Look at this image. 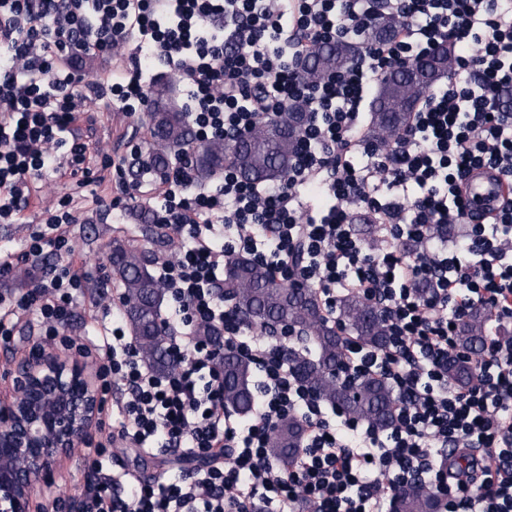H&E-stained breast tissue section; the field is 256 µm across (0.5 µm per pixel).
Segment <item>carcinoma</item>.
I'll return each mask as SVG.
<instances>
[{
  "mask_svg": "<svg viewBox=\"0 0 512 512\" xmlns=\"http://www.w3.org/2000/svg\"><path fill=\"white\" fill-rule=\"evenodd\" d=\"M402 19L381 14L365 23L363 40L376 41L396 33ZM360 45L352 41L317 46L302 69L303 77L316 82L327 74L352 64ZM453 55H442L433 65L429 77L413 81L405 70L378 80L373 89L376 111L372 112L366 137L388 145L405 131L410 113L405 102L420 101L439 78L452 72ZM154 111L150 113L149 139L144 151L137 154L131 176L134 186L142 176H162L172 163L174 150L192 151L195 180L206 182L224 170L226 160L234 163L240 175L250 181H278L288 175L300 135L307 122L303 109L294 104L275 118H260L247 139L196 140L188 116L172 98V88L160 84L153 89ZM110 274L122 288L120 317L127 323L146 365L165 374L174 368L168 345V333L161 327L160 313L166 290L152 269V259L126 237L112 239ZM222 291L230 294L236 314L260 334L272 324L286 325L306 335L309 350H290L288 358L303 385L320 400L340 408L351 419L385 430L394 422L399 396L383 378L369 377L346 381L340 375L348 335L371 346L385 345L389 328L378 310L358 295L343 296L338 303L341 326L328 322L313 288H299L282 281L267 268L248 258L232 257L224 265ZM488 312L474 307L457 326V344L465 358L448 361V378L458 386L473 380L477 356L486 339ZM224 405L243 418L252 416L258 395L255 389L253 362L232 351L223 352ZM305 422L299 415L282 419L271 432L268 452L272 459L288 468L299 452ZM397 512H439L436 493L417 482L392 489Z\"/></svg>",
  "mask_w": 512,
  "mask_h": 512,
  "instance_id": "cac0c4a2",
  "label": "carcinoma"
}]
</instances>
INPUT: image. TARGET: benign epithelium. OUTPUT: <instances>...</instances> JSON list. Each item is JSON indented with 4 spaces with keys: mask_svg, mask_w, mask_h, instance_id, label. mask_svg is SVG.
<instances>
[{
    "mask_svg": "<svg viewBox=\"0 0 512 512\" xmlns=\"http://www.w3.org/2000/svg\"><path fill=\"white\" fill-rule=\"evenodd\" d=\"M98 410L78 364L43 349L18 364L0 399V512H29L37 479L84 441Z\"/></svg>",
    "mask_w": 512,
    "mask_h": 512,
    "instance_id": "7a95c632",
    "label": "benign epithelium"
}]
</instances>
